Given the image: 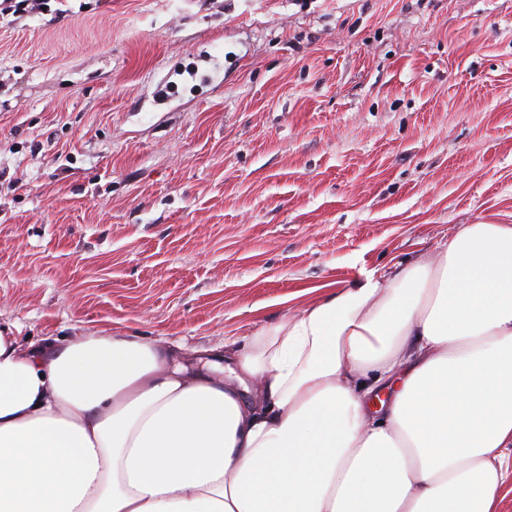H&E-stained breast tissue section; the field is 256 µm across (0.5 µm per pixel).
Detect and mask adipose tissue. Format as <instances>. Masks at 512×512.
Here are the masks:
<instances>
[{
    "instance_id": "1",
    "label": "adipose tissue",
    "mask_w": 512,
    "mask_h": 512,
    "mask_svg": "<svg viewBox=\"0 0 512 512\" xmlns=\"http://www.w3.org/2000/svg\"><path fill=\"white\" fill-rule=\"evenodd\" d=\"M512 224L236 347L0 329V512H503Z\"/></svg>"
}]
</instances>
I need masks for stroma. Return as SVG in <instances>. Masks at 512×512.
<instances>
[{
	"label": "stroma",
	"mask_w": 512,
	"mask_h": 512,
	"mask_svg": "<svg viewBox=\"0 0 512 512\" xmlns=\"http://www.w3.org/2000/svg\"><path fill=\"white\" fill-rule=\"evenodd\" d=\"M512 224V0L0 13V327L244 343Z\"/></svg>",
	"instance_id": "35a3bbf8"
}]
</instances>
